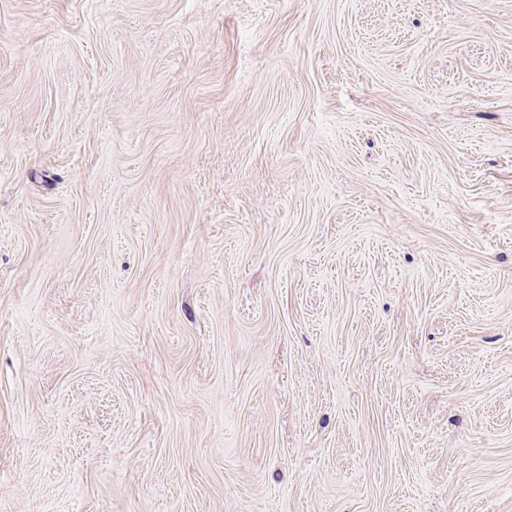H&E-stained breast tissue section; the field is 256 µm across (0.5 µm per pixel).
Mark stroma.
<instances>
[{
  "label": "stroma",
  "instance_id": "stroma-1",
  "mask_svg": "<svg viewBox=\"0 0 512 512\" xmlns=\"http://www.w3.org/2000/svg\"><path fill=\"white\" fill-rule=\"evenodd\" d=\"M0 512H512V0H0Z\"/></svg>",
  "mask_w": 512,
  "mask_h": 512
}]
</instances>
